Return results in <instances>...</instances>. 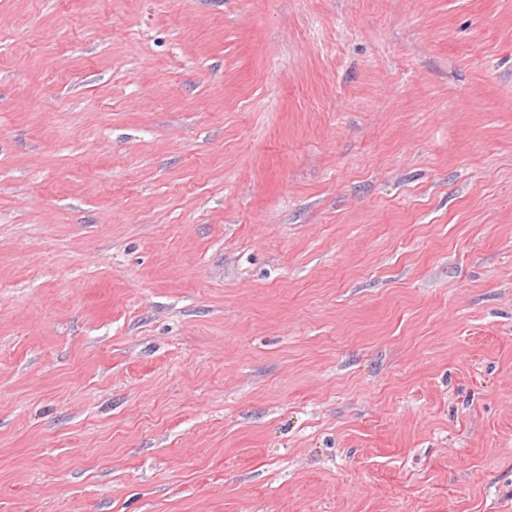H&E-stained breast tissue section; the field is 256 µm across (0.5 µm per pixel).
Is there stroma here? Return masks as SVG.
I'll return each mask as SVG.
<instances>
[{"mask_svg": "<svg viewBox=\"0 0 512 512\" xmlns=\"http://www.w3.org/2000/svg\"><path fill=\"white\" fill-rule=\"evenodd\" d=\"M0 512H512V0H0Z\"/></svg>", "mask_w": 512, "mask_h": 512, "instance_id": "35a3bbf8", "label": "stroma"}]
</instances>
